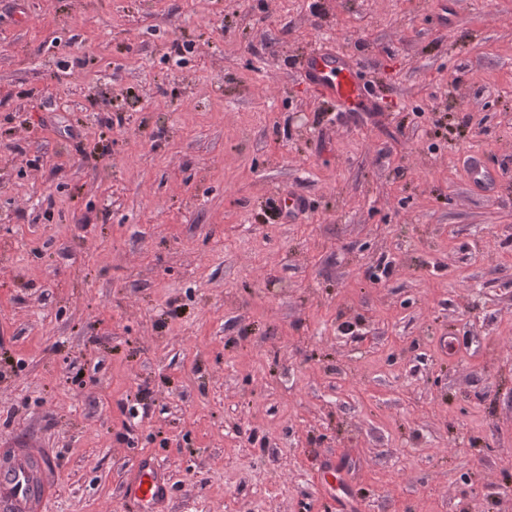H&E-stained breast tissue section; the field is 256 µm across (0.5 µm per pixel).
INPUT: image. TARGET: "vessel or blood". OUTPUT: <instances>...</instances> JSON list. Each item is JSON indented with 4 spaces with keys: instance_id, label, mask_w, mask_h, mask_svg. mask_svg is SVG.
<instances>
[{
    "instance_id": "1",
    "label": "vessel or blood",
    "mask_w": 512,
    "mask_h": 512,
    "mask_svg": "<svg viewBox=\"0 0 512 512\" xmlns=\"http://www.w3.org/2000/svg\"><path fill=\"white\" fill-rule=\"evenodd\" d=\"M306 81L326 99L352 108L369 107L356 65L346 56L317 51L303 62ZM55 474L44 451L29 444L0 446V512H42L52 492ZM127 499L156 512L164 497L158 471L141 466L125 489Z\"/></svg>"
}]
</instances>
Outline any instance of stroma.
I'll list each match as a JSON object with an SVG mask.
<instances>
[{
	"label": "stroma",
	"mask_w": 512,
	"mask_h": 512,
	"mask_svg": "<svg viewBox=\"0 0 512 512\" xmlns=\"http://www.w3.org/2000/svg\"><path fill=\"white\" fill-rule=\"evenodd\" d=\"M1 442L44 512L142 461L165 512H344L342 457L358 512H512V0H0ZM302 68L306 81L323 98L352 108H371L351 58L333 51H316L304 59ZM55 474L47 455L29 444L0 448V511L42 512Z\"/></svg>",
	"instance_id": "stroma-1"
}]
</instances>
